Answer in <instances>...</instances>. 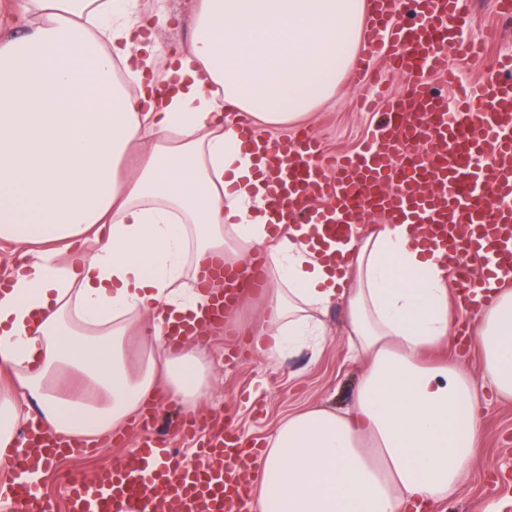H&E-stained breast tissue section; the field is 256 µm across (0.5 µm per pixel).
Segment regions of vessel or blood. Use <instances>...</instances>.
Wrapping results in <instances>:
<instances>
[{"label":"vessel or blood","mask_w":512,"mask_h":512,"mask_svg":"<svg viewBox=\"0 0 512 512\" xmlns=\"http://www.w3.org/2000/svg\"><path fill=\"white\" fill-rule=\"evenodd\" d=\"M372 2L364 54H385L390 71L411 81L386 100L360 150L329 164L309 136L269 143L247 128L243 137L265 164L271 214L280 222L321 225V258L342 261L334 242L349 238L365 216L418 225L426 240L445 249L454 300L471 312L476 283L512 272V54L460 85L447 47L467 23L461 0H408L403 10L398 0ZM433 74L456 86L455 101L435 90ZM265 263L258 251L235 265L213 257L198 275L210 302L183 335L224 326L240 297L265 291ZM158 421L157 408L147 409L135 448L119 464L66 480L68 512H248L255 488L246 475L262 447L247 446L232 420L182 417L180 432L206 435L190 462L157 435ZM71 447L86 449L44 430L29 434L12 456L18 480L0 486V512H50L26 476L41 459Z\"/></svg>","instance_id":"obj_1"}]
</instances>
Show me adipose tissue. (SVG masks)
Here are the masks:
<instances>
[{
    "label": "adipose tissue",
    "mask_w": 512,
    "mask_h": 512,
    "mask_svg": "<svg viewBox=\"0 0 512 512\" xmlns=\"http://www.w3.org/2000/svg\"><path fill=\"white\" fill-rule=\"evenodd\" d=\"M162 0H10L0 22V241L29 260L0 290V470L32 423L103 439L152 399L196 411L209 368L175 335L209 294V258L243 260L270 236L262 166L236 121L294 124L336 92L368 0H196L189 41H145ZM92 244L78 257L74 244ZM307 224L268 253L252 333L268 359L317 348L342 304L366 359L353 407L289 417L260 465L257 512H421L478 465L480 386L512 400V280L474 314L482 380L428 363L456 321L448 268L407 224L320 260Z\"/></svg>",
    "instance_id": "ef3b65f1"
}]
</instances>
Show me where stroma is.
I'll return each mask as SVG.
<instances>
[{
    "label": "stroma",
    "mask_w": 512,
    "mask_h": 512,
    "mask_svg": "<svg viewBox=\"0 0 512 512\" xmlns=\"http://www.w3.org/2000/svg\"><path fill=\"white\" fill-rule=\"evenodd\" d=\"M165 4L167 21L153 25L150 32L160 44L174 47L189 37L184 21L194 0H165ZM464 7L470 17L466 39H480L492 27L499 30L497 40L489 44L483 57L469 58L457 49H449V65L466 81L488 67L497 54L512 52V21L497 15L494 0H464ZM379 118V113L361 109L352 83L345 80L333 99L312 112L305 122L289 129L288 134L314 136L328 155L351 153ZM263 302L260 295L240 301L232 313V322L239 330L234 340H227L218 330L199 337L211 369L213 389L196 412L200 418L230 415L240 431L261 439L268 438L290 413L310 407H350L364 370L363 363L350 352L344 310L336 304L323 317L327 338L320 352L305 349L276 362L251 353L247 331L260 317ZM229 343L239 350L232 365L224 362V348ZM481 420L479 465L438 512H487L494 503L502 504V512H512V402H501L493 393H486ZM137 437V432L129 429L121 445L107 441L97 444L92 455L62 457L49 464L39 483L52 512H66L64 475L80 473L90 477L102 466L119 463Z\"/></svg>",
    "instance_id": "1"
}]
</instances>
